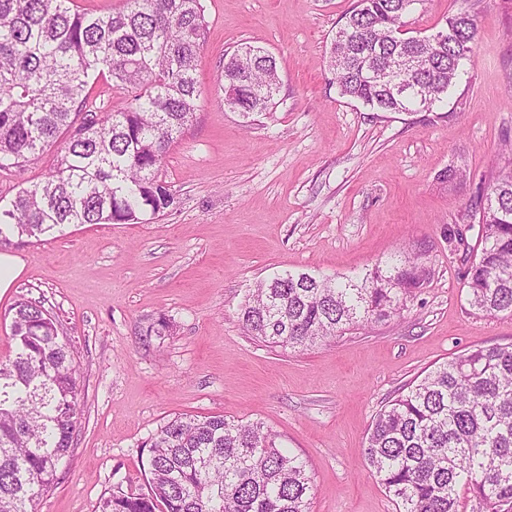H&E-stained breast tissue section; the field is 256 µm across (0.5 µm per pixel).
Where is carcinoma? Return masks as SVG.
Returning <instances> with one entry per match:
<instances>
[{
  "instance_id": "obj_1",
  "label": "carcinoma",
  "mask_w": 512,
  "mask_h": 512,
  "mask_svg": "<svg viewBox=\"0 0 512 512\" xmlns=\"http://www.w3.org/2000/svg\"><path fill=\"white\" fill-rule=\"evenodd\" d=\"M419 0H357L336 31L328 67L340 94L376 112H430L473 53L475 14L465 6L426 37H405ZM207 21L202 0H123L113 13L74 0H0V171L24 174L57 142L44 180L0 196V249L80 224H138L175 203L158 171L198 109L197 61ZM416 62L411 91L386 82L400 59ZM130 94L105 112L91 80ZM224 105L244 117L274 109L276 58L246 41L224 54ZM506 172L477 197L479 260L463 273L468 302L512 317V142ZM424 254L398 251L359 280L277 274L240 308L244 329L272 346L306 350L384 321L430 278ZM14 349L0 359V512H39L74 446L83 384L71 339L42 302L11 308ZM364 458L400 502L399 512H512V344L478 347L443 361L377 412ZM149 490H121L95 512H309L312 477L276 447L260 422L180 414L149 441Z\"/></svg>"
}]
</instances>
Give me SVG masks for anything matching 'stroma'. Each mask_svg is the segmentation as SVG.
Instances as JSON below:
<instances>
[{"label":"stroma","instance_id":"1","mask_svg":"<svg viewBox=\"0 0 512 512\" xmlns=\"http://www.w3.org/2000/svg\"><path fill=\"white\" fill-rule=\"evenodd\" d=\"M356 0H203L206 93L158 175L176 202L138 224H82L15 248L22 276L0 295V357L9 310L42 301L71 336L84 386L79 429L41 512H94L121 487L148 490L147 445L176 415L259 421L313 478L309 512H397L363 450L376 413L436 363L512 343V318L467 300L466 260L448 227L503 165L512 139V0H476L465 73L431 112H376L331 82L333 35ZM461 0H419L411 36L444 26ZM253 40L277 58L273 111L225 107L224 54ZM451 167L465 178L442 181ZM431 276L400 314L307 350L269 347L239 308L274 273L355 276L402 245ZM166 318L170 328L147 335Z\"/></svg>","mask_w":512,"mask_h":512}]
</instances>
